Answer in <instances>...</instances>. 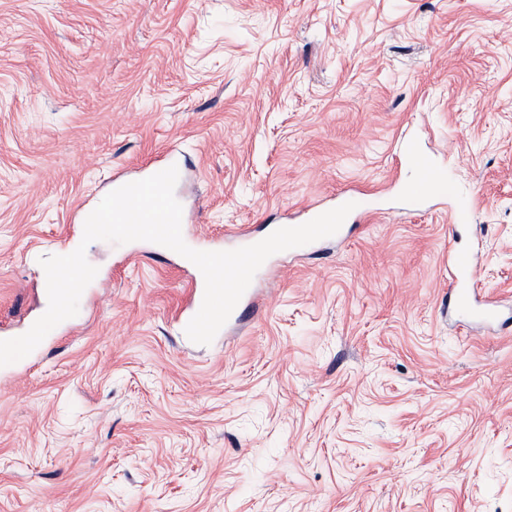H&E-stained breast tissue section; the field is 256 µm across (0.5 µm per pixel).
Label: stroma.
Segmentation results:
<instances>
[{
	"mask_svg": "<svg viewBox=\"0 0 512 512\" xmlns=\"http://www.w3.org/2000/svg\"><path fill=\"white\" fill-rule=\"evenodd\" d=\"M173 147L189 242L373 214L208 345L175 330L182 256L89 244L77 315L0 367V512H512V334L442 315L456 245L512 297V0H0V328ZM404 157L418 171V183L410 192L417 199L426 197L434 187L432 168L429 160L423 156L417 143H408L404 149Z\"/></svg>",
	"mask_w": 512,
	"mask_h": 512,
	"instance_id": "stroma-1",
	"label": "stroma"
}]
</instances>
